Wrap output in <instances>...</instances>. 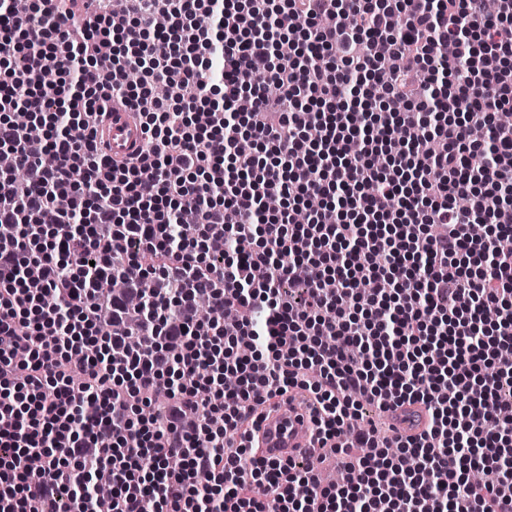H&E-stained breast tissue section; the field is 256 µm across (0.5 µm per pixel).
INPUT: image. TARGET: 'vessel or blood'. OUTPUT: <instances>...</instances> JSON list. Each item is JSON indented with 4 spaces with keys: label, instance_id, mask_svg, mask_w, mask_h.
I'll return each mask as SVG.
<instances>
[{
    "label": "vessel or blood",
    "instance_id": "1",
    "mask_svg": "<svg viewBox=\"0 0 512 512\" xmlns=\"http://www.w3.org/2000/svg\"><path fill=\"white\" fill-rule=\"evenodd\" d=\"M102 133L111 154L131 156L143 152L146 139L128 112L112 110ZM394 425L407 436L420 434L427 426L428 411L420 404L393 410ZM313 423L310 409L298 395L275 401L264 413L253 432V444L272 462L287 463L313 453Z\"/></svg>",
    "mask_w": 512,
    "mask_h": 512
}]
</instances>
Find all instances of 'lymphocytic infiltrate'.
<instances>
[{"label":"lymphocytic infiltrate","mask_w":512,"mask_h":512,"mask_svg":"<svg viewBox=\"0 0 512 512\" xmlns=\"http://www.w3.org/2000/svg\"><path fill=\"white\" fill-rule=\"evenodd\" d=\"M73 2L0 0V512H512V0ZM110 113L101 130L112 156L127 157L143 152L146 139L140 127L130 118L129 112L114 109ZM310 408L297 394L276 400L264 413L253 432V445L260 454L276 463H287L304 455L317 454L314 448ZM392 413L394 426L406 436H416L427 426L428 411L421 404L396 407Z\"/></svg>","instance_id":"obj_1"}]
</instances>
